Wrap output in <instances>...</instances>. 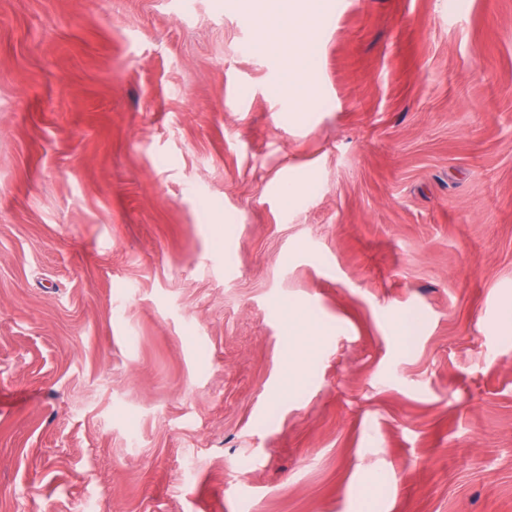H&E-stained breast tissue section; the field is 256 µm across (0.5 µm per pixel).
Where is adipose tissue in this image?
I'll use <instances>...</instances> for the list:
<instances>
[{"label":"adipose tissue","mask_w":512,"mask_h":512,"mask_svg":"<svg viewBox=\"0 0 512 512\" xmlns=\"http://www.w3.org/2000/svg\"><path fill=\"white\" fill-rule=\"evenodd\" d=\"M246 4L261 13L266 48L276 53L294 80H301L312 65L311 20L316 0H303L295 7L289 0H246Z\"/></svg>","instance_id":"obj_1"}]
</instances>
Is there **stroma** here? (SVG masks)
<instances>
[{"label":"stroma","mask_w":512,"mask_h":512,"mask_svg":"<svg viewBox=\"0 0 512 512\" xmlns=\"http://www.w3.org/2000/svg\"><path fill=\"white\" fill-rule=\"evenodd\" d=\"M264 36L0 0V512H512V0Z\"/></svg>","instance_id":"stroma-1"}]
</instances>
